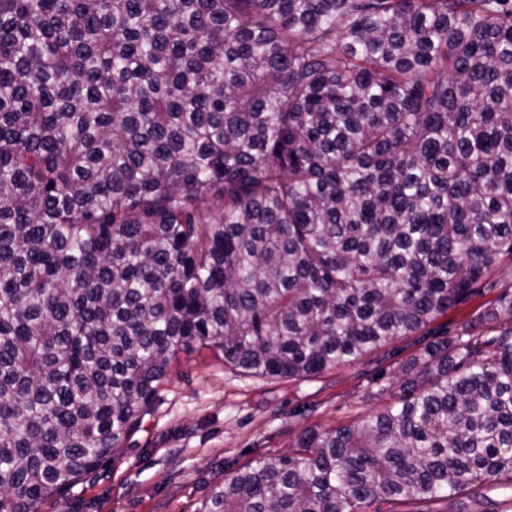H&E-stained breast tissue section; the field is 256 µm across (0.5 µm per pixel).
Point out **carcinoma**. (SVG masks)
I'll use <instances>...</instances> for the list:
<instances>
[{"label": "carcinoma", "mask_w": 512, "mask_h": 512, "mask_svg": "<svg viewBox=\"0 0 512 512\" xmlns=\"http://www.w3.org/2000/svg\"><path fill=\"white\" fill-rule=\"evenodd\" d=\"M512 259V0H0V512L115 456L194 346L306 379ZM399 401L198 512L512 488V293Z\"/></svg>", "instance_id": "cac0c4a2"}]
</instances>
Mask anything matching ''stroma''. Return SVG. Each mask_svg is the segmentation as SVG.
I'll use <instances>...</instances> for the list:
<instances>
[{
  "label": "stroma",
  "instance_id": "1",
  "mask_svg": "<svg viewBox=\"0 0 512 512\" xmlns=\"http://www.w3.org/2000/svg\"><path fill=\"white\" fill-rule=\"evenodd\" d=\"M494 287L356 363L308 379L252 376L207 348L181 352L152 412L113 460L40 512H195L247 461L288 451L309 427L334 428L396 401L426 347L475 319L512 286V260L489 268Z\"/></svg>",
  "mask_w": 512,
  "mask_h": 512
}]
</instances>
